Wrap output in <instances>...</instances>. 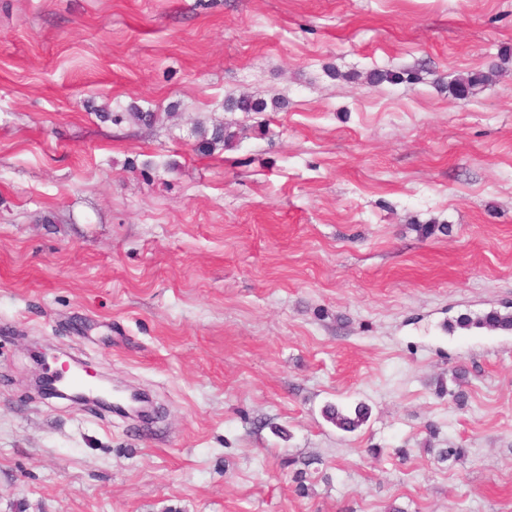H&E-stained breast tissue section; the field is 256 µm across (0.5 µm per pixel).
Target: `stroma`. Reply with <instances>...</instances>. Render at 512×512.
I'll return each mask as SVG.
<instances>
[{
    "label": "stroma",
    "instance_id": "35a3bbf8",
    "mask_svg": "<svg viewBox=\"0 0 512 512\" xmlns=\"http://www.w3.org/2000/svg\"><path fill=\"white\" fill-rule=\"evenodd\" d=\"M510 306L512 0H0V512H512ZM59 359L58 355L48 354L42 352L39 356V374L37 376L38 393L46 397L66 398L76 403H82L88 400V396L82 392H74L73 394L67 393L58 389L54 383L53 375L49 373V368L52 363L56 364ZM327 421L345 432H354L364 425L369 419V408L360 404L354 408L353 413L345 411L339 406H327L324 412Z\"/></svg>",
    "mask_w": 512,
    "mask_h": 512
}]
</instances>
